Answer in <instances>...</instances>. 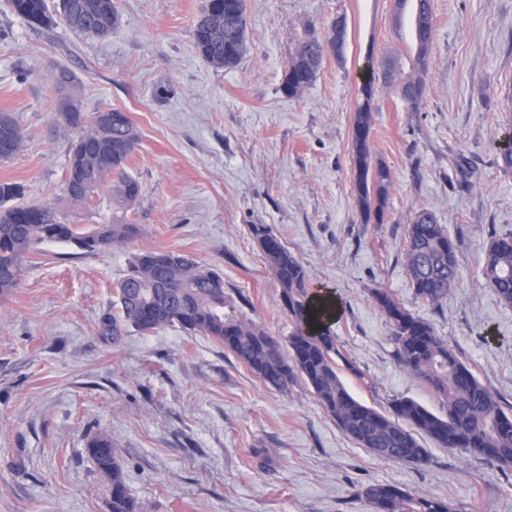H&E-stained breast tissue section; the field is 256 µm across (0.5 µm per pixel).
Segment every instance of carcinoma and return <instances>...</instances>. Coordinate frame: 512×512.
<instances>
[{"mask_svg":"<svg viewBox=\"0 0 512 512\" xmlns=\"http://www.w3.org/2000/svg\"><path fill=\"white\" fill-rule=\"evenodd\" d=\"M12 10L30 26L48 31L55 24L47 0H10ZM66 24L76 33L104 36L119 21L115 0H59ZM325 36L313 32L299 39L288 60L281 89L290 98L300 96L316 79L327 53ZM419 41L412 70L396 57L381 62L378 75L363 80L352 130V176L356 203L364 224H381L387 212L391 185L388 168L372 148L373 101L378 90L395 89L406 107L416 112L427 90L428 56L434 38V16L429 0H420L417 18ZM245 0H207L197 19L193 44L203 60L216 69L235 67L245 49ZM0 124V160L16 155L24 132L10 113ZM62 128L72 133L65 183L70 191L55 201L29 203L24 187L0 183V295L22 281L26 259L36 248L52 241L74 244L86 254L121 246L139 234L118 210L133 207L142 195L138 178L127 163L139 141L137 127L123 117L112 127L102 126L98 113L82 115V125ZM104 213L99 224H66L58 218L61 205L86 207ZM257 244L274 276L285 308L294 324L288 347L255 324L224 314V277L187 255L148 250L133 256L116 289L118 312L104 314V331L120 336L132 328L149 335L179 327L207 336L244 363L268 387L286 390L296 378L313 390L323 410L355 444L373 455L399 464H419L427 449L417 439L422 434L442 448L480 456L512 467V409L505 408L438 335L428 321L414 315L385 289L373 297L391 325L400 365L427 387L440 405L433 412L421 403L403 398L381 412L353 396L341 378L340 356L330 325L327 298L311 292L305 265L261 224L253 225ZM404 265L413 299L440 307L456 287L459 268L456 246L445 225L426 211H416L406 225ZM486 285L506 305L512 306V237L499 236L488 244L483 265ZM87 454L109 490L108 512H137L112 440L94 436ZM362 495L370 512H450L448 504L416 498L390 484H371Z\"/></svg>","mask_w":512,"mask_h":512,"instance_id":"obj_1","label":"carcinoma"}]
</instances>
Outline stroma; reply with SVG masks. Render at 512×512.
Listing matches in <instances>:
<instances>
[{
	"label": "stroma",
	"mask_w": 512,
	"mask_h": 512,
	"mask_svg": "<svg viewBox=\"0 0 512 512\" xmlns=\"http://www.w3.org/2000/svg\"><path fill=\"white\" fill-rule=\"evenodd\" d=\"M106 37L64 21L33 29L0 0V111L25 141L0 181L28 200L61 192L69 137L55 121L58 66L80 79L82 110L127 112L140 134L130 172L143 185L128 211L141 233L86 255L49 242L0 296V512H108V486L86 454L111 437L142 512H369L383 483L451 512H512V469L424 440L425 463L378 458L347 437L304 380L267 387L213 340L179 328L103 332L132 256L165 249L220 269L226 314L280 341L293 330L252 227L266 226L330 293L349 391L383 412L433 395L400 365L374 289L433 324L504 406H512V307L483 276L491 235H512V172L499 148L512 131V0H433L428 93L407 111L388 90L373 105L375 156L389 169L385 221L361 223L352 188L358 87L389 54L414 55L395 0H245L247 43L217 70L195 51L206 0H116ZM348 23L296 98L281 90L308 28ZM465 159L458 169L456 159ZM418 209L445 224L460 277L442 307L414 302L404 267Z\"/></svg>",
	"instance_id": "35a3bbf8"
}]
</instances>
